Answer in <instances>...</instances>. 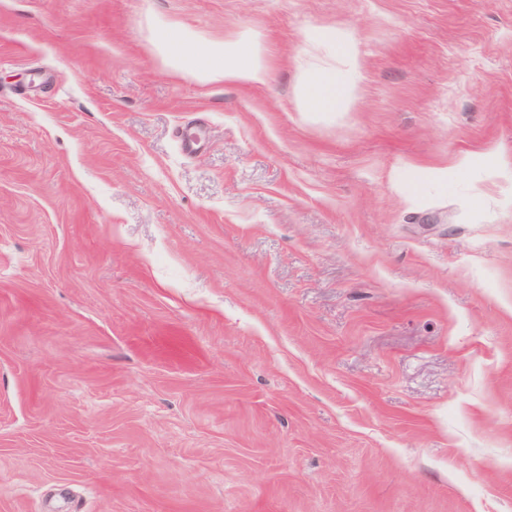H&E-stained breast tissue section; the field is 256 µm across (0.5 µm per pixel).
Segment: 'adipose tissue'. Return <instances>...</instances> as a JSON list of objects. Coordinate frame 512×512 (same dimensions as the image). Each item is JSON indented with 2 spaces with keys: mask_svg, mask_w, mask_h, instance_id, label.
<instances>
[{
  "mask_svg": "<svg viewBox=\"0 0 512 512\" xmlns=\"http://www.w3.org/2000/svg\"><path fill=\"white\" fill-rule=\"evenodd\" d=\"M206 61L197 69L199 82L221 80L240 86L264 84L268 78L265 50L260 36L242 32L205 52ZM356 95V86L341 83L329 74L314 75L308 83L302 107L309 112L346 108Z\"/></svg>",
  "mask_w": 512,
  "mask_h": 512,
  "instance_id": "1",
  "label": "adipose tissue"
}]
</instances>
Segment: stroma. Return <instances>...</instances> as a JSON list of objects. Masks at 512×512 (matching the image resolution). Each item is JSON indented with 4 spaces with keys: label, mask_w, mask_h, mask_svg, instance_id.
Listing matches in <instances>:
<instances>
[{
    "label": "stroma",
    "mask_w": 512,
    "mask_h": 512,
    "mask_svg": "<svg viewBox=\"0 0 512 512\" xmlns=\"http://www.w3.org/2000/svg\"><path fill=\"white\" fill-rule=\"evenodd\" d=\"M505 162L512 0H0V512H512ZM204 55L206 61L196 73L201 83L224 80V83L254 86L264 84L268 78L263 42L256 33L241 32L226 38L224 44L211 46ZM356 95L353 83H339L329 74L314 75L308 82L302 107L308 112H330L346 108Z\"/></svg>",
    "instance_id": "obj_1"
}]
</instances>
